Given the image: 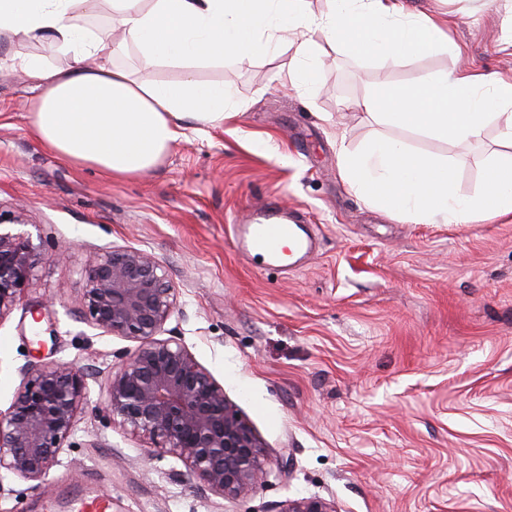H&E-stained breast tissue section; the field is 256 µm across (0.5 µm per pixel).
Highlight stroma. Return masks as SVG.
<instances>
[{
	"mask_svg": "<svg viewBox=\"0 0 512 512\" xmlns=\"http://www.w3.org/2000/svg\"><path fill=\"white\" fill-rule=\"evenodd\" d=\"M448 16L479 70L512 73V0H412ZM282 47L199 67L228 87L236 116L178 141L149 174L117 181L61 161L35 139L33 79H0V217L22 215L41 255L20 304L0 320V411L23 369L60 361L107 371L133 349L103 335L77 301L83 268L105 252L155 255L177 295L165 333L224 388L270 463L236 501L168 454L147 456L103 409L104 379L50 493L6 481L0 512H73L71 486L112 495V512H281L320 497L338 512H512V218L409 224L368 206L342 180L336 137H377L453 159L458 188L480 187L501 148L456 144L366 122L354 105L377 87L452 72V52L391 64L333 53L314 85L293 87ZM268 141L270 151L257 148ZM274 200L303 215L318 248L285 275L249 260L233 223Z\"/></svg>",
	"mask_w": 512,
	"mask_h": 512,
	"instance_id": "1",
	"label": "stroma"
}]
</instances>
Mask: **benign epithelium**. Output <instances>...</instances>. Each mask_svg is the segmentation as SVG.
I'll return each instance as SVG.
<instances>
[{
    "label": "benign epithelium",
    "mask_w": 512,
    "mask_h": 512,
    "mask_svg": "<svg viewBox=\"0 0 512 512\" xmlns=\"http://www.w3.org/2000/svg\"><path fill=\"white\" fill-rule=\"evenodd\" d=\"M40 253L21 233L0 230V320L20 302ZM78 304L85 319L136 343L111 372L104 408L148 452L180 458L190 474L225 498L249 497L269 457L224 387L176 336L161 337L176 295L153 254L118 249L83 270ZM94 373L71 363L32 364L9 410L0 413V492L12 475L45 487L49 469L88 405ZM281 512H337L319 497L290 500Z\"/></svg>",
    "instance_id": "benign-epithelium-1"
}]
</instances>
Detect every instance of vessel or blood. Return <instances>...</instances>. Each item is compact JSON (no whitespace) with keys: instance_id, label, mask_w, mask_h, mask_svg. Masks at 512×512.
<instances>
[{"instance_id":"b4317fda","label":"vessel or blood","mask_w":512,"mask_h":512,"mask_svg":"<svg viewBox=\"0 0 512 512\" xmlns=\"http://www.w3.org/2000/svg\"><path fill=\"white\" fill-rule=\"evenodd\" d=\"M280 210L275 204L263 206L258 218L232 227V239L249 258L264 265L278 266L283 255L306 256L316 248L314 237L307 233L297 215L288 222L278 219ZM75 512H112V497L99 491L88 494L75 506Z\"/></svg>"}]
</instances>
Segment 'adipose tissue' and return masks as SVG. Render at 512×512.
<instances>
[{"instance_id": "1", "label": "adipose tissue", "mask_w": 512, "mask_h": 512, "mask_svg": "<svg viewBox=\"0 0 512 512\" xmlns=\"http://www.w3.org/2000/svg\"><path fill=\"white\" fill-rule=\"evenodd\" d=\"M126 31L109 40L82 25L98 0H0V45L45 40L68 57L54 66L36 57H0V76L36 77L40 94L32 133L63 161L115 179L154 170L185 132H204L232 116L223 84L196 77L199 67L288 43L310 83L325 51L377 55L398 63L448 48L449 20L411 13L406 0H108ZM134 42L145 63L181 67L174 83L143 80L113 61ZM376 124L445 141L479 140L498 122L512 147V75L491 77L464 63L451 75L415 86L387 85L360 104Z\"/></svg>"}]
</instances>
